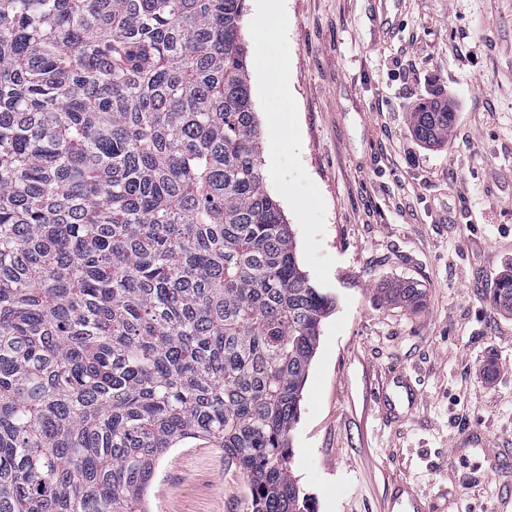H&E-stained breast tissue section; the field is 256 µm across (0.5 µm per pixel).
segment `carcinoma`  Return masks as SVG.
<instances>
[{
	"mask_svg": "<svg viewBox=\"0 0 512 512\" xmlns=\"http://www.w3.org/2000/svg\"><path fill=\"white\" fill-rule=\"evenodd\" d=\"M243 10L0 0V512H148L187 439L245 512H313L290 435L336 302L263 186ZM453 121L411 112L428 144ZM488 298L512 314V273Z\"/></svg>",
	"mask_w": 512,
	"mask_h": 512,
	"instance_id": "obj_1",
	"label": "carcinoma"
}]
</instances>
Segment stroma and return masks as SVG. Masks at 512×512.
<instances>
[{
	"mask_svg": "<svg viewBox=\"0 0 512 512\" xmlns=\"http://www.w3.org/2000/svg\"><path fill=\"white\" fill-rule=\"evenodd\" d=\"M244 45L264 185L311 282L334 296L291 433L315 512H388L395 486L428 512H512V315L488 294L512 269V0H281ZM448 101L447 142L413 108ZM294 114L291 130L268 117ZM411 281L421 309L378 303ZM480 445L450 455L461 428ZM245 487L188 439L155 465L151 512H227Z\"/></svg>",
	"mask_w": 512,
	"mask_h": 512,
	"instance_id": "35a3bbf8",
	"label": "stroma"
}]
</instances>
